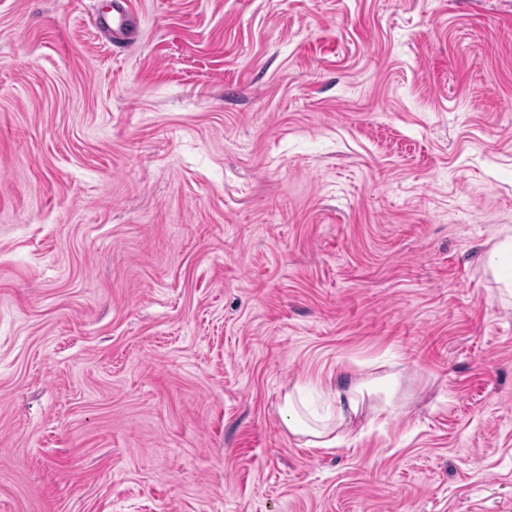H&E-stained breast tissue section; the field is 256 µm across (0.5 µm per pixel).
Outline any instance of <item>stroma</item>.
Masks as SVG:
<instances>
[{"mask_svg": "<svg viewBox=\"0 0 512 512\" xmlns=\"http://www.w3.org/2000/svg\"><path fill=\"white\" fill-rule=\"evenodd\" d=\"M108 2L0 0V512H512V0ZM112 15H101L97 17L98 25L107 30L112 29V35L131 34L134 29V15L130 11L129 0H111ZM396 388L395 375L352 383L346 388L336 386L330 395L329 408L323 414L303 412L298 401L299 393H289L285 395L283 403L285 423L289 432L309 437L307 445L334 448L351 432L350 426L367 399L382 394L383 410L386 411V407L393 406Z\"/></svg>", "mask_w": 512, "mask_h": 512, "instance_id": "stroma-1", "label": "stroma"}]
</instances>
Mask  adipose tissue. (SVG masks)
Instances as JSON below:
<instances>
[{"label":"adipose tissue","instance_id":"ef3b65f1","mask_svg":"<svg viewBox=\"0 0 512 512\" xmlns=\"http://www.w3.org/2000/svg\"><path fill=\"white\" fill-rule=\"evenodd\" d=\"M396 388L391 375L337 387L331 394L328 410L322 414L302 411L297 394L289 393L283 403L285 423L289 432L307 436L309 446L334 448L349 434L366 400L379 396L385 406H392Z\"/></svg>","mask_w":512,"mask_h":512}]
</instances>
